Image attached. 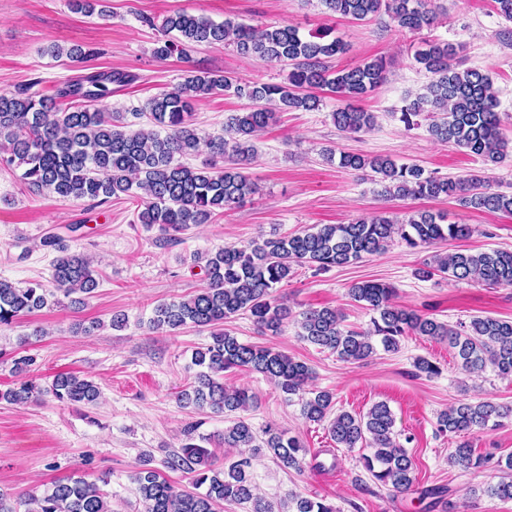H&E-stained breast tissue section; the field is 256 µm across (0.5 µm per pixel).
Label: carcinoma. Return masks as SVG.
<instances>
[{
    "instance_id": "cac0c4a2",
    "label": "carcinoma",
    "mask_w": 512,
    "mask_h": 512,
    "mask_svg": "<svg viewBox=\"0 0 512 512\" xmlns=\"http://www.w3.org/2000/svg\"><path fill=\"white\" fill-rule=\"evenodd\" d=\"M331 16L364 20L386 15L399 30L420 33L432 27L437 14L427 0H320ZM103 0H70L71 9L87 16L107 18ZM164 33L178 36L160 41L153 56L188 59L195 45L224 44L237 52L269 63L288 66L281 83H256L215 71H200L145 103L142 116L150 123L135 131L127 129L121 112H105L98 104L110 93V85L123 86L132 76L123 72H90L58 89L61 98L79 104L61 112L51 98L28 89L0 94V165L22 169L21 181L33 194H53L63 199L103 204L126 195L137 201V221L162 236H172L192 225L208 224L226 209L236 207L258 193L259 187L245 169L254 156V137L276 121L282 111H315L322 105L316 91H327L348 102L332 113L336 127L345 133L370 131L376 123L372 112L351 105L373 92L387 79L383 59L332 69L328 62L346 50L338 37L329 38L323 28L307 36L292 26L253 27L229 19H212L175 10L163 23ZM456 49L445 43L424 41L414 54L416 62L433 79L424 91L407 97L401 121L411 128L417 118L429 120V132L495 165L507 153L509 141L500 128L498 99L490 78L477 69H459ZM231 92L248 102L245 111L230 115L224 136L207 138L194 124L193 104L202 96ZM206 147L211 161L193 167L185 159ZM227 159L219 167L217 160ZM338 165L354 171L370 170L389 198L454 197L475 210L512 214V194L491 190L478 177L451 179L427 172L415 164H397L390 158L343 152ZM447 216L417 211L404 219L382 214L359 218L350 224H316L290 236L259 235L244 246H226L193 256L206 286L195 294L157 305L149 327L176 330L186 325L210 330L211 341L192 353L199 368L195 384L178 395L183 405L210 409L215 414L246 410L255 396L244 388L224 386L220 378L231 369L263 375L288 398L296 397L301 413L314 423L328 422V433L336 447L358 448L363 470L371 480L395 494L415 486L412 457L399 441L395 417L384 402L363 415L340 411L328 391L306 390L312 370L304 362L270 347L242 342L223 329L224 322L249 314L259 328L278 333L292 316L287 299L278 288L306 266L316 272L349 265L366 255L381 254L398 237L412 248L428 247L448 239L466 238V224H448ZM41 245L54 251L52 285L35 282L25 287L0 279V328L46 306L54 292L81 304L99 287L97 271L90 260L71 253L64 239L48 236ZM417 276H436L457 282H481L488 286H512V251L491 250L434 254L424 260ZM349 296L373 312L367 331L347 329L334 309L310 308L299 313L302 340L326 349L343 361H361L382 348L399 350L401 338L410 334L448 341L455 357L469 374L492 369L501 378L512 377V320L474 316L455 326L399 306L394 289L375 281L356 282ZM416 375L441 374L440 367L425 357L414 362ZM50 395L60 403L93 405L100 391L87 378L59 374L41 386L28 381L0 392V400L23 404ZM512 419V408L491 400H459L437 417L438 431L459 437L499 426ZM194 427L185 430L187 442L181 453L166 461V467L191 475V491H177L163 474L143 461L130 475L142 512H222L224 504H246L248 512H337L336 506L297 494L275 509L257 495L250 477L251 457L242 456L223 469H216L207 449L193 442ZM224 444L247 448L253 454L267 453L282 467L304 471L307 454L303 442L284 430L270 426L259 437L251 424L240 418L224 428ZM492 457L476 456L466 440L457 442L449 462L463 471L481 469ZM29 512H112L107 493L97 483L83 478L58 480L41 494L31 497Z\"/></svg>"
}]
</instances>
